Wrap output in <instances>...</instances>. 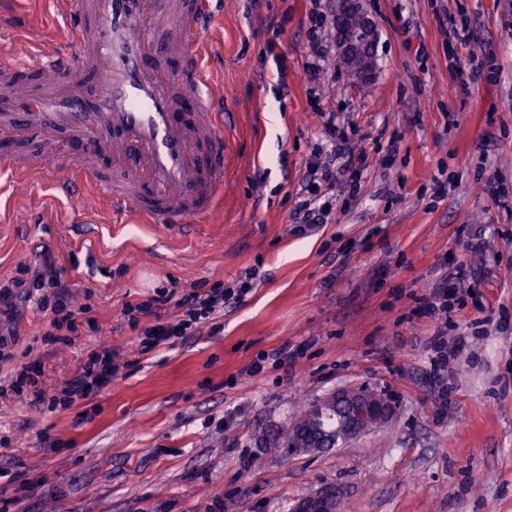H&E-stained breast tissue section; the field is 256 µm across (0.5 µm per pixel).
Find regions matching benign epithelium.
<instances>
[{
    "label": "benign epithelium",
    "instance_id": "1",
    "mask_svg": "<svg viewBox=\"0 0 512 512\" xmlns=\"http://www.w3.org/2000/svg\"><path fill=\"white\" fill-rule=\"evenodd\" d=\"M335 43L340 67L365 81L374 74L377 30L363 8L362 0H340L334 11ZM336 410L343 428L336 430V441H346L385 426L395 415L396 406L387 397L368 388L338 391L323 400ZM289 431L288 454L310 453L324 447L327 435L314 429L308 418L297 419ZM344 495L337 485L323 484L297 500L292 512H341Z\"/></svg>",
    "mask_w": 512,
    "mask_h": 512
}]
</instances>
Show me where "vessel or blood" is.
Segmentation results:
<instances>
[{
    "label": "vessel or blood",
    "mask_w": 512,
    "mask_h": 512,
    "mask_svg": "<svg viewBox=\"0 0 512 512\" xmlns=\"http://www.w3.org/2000/svg\"><path fill=\"white\" fill-rule=\"evenodd\" d=\"M62 23L75 48L50 46L34 68L0 64V169L79 199L95 171L62 179L54 160L14 149L38 137L77 142L106 158L113 217L183 229L214 215L228 150L224 98L202 63L210 0H67Z\"/></svg>",
    "instance_id": "obj_1"
}]
</instances>
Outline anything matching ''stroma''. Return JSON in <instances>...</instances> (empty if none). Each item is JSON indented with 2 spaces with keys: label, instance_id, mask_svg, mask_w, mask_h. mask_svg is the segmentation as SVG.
I'll return each mask as SVG.
<instances>
[{
  "label": "stroma",
  "instance_id": "35a3bbf8",
  "mask_svg": "<svg viewBox=\"0 0 512 512\" xmlns=\"http://www.w3.org/2000/svg\"><path fill=\"white\" fill-rule=\"evenodd\" d=\"M65 2L0 0L14 21L0 60L35 67L43 40L74 46L56 27ZM363 3L378 33L367 83L331 55L306 75L311 12L336 0H212L203 63L223 82L230 150L215 219L118 224L86 184L99 221L76 224L51 181L0 176V282L15 286L0 305V512H291L323 483L344 488V512H512V0ZM452 19L472 32L454 51ZM472 56L493 57L497 77L455 92L454 65ZM331 115L367 168L357 193L337 178L327 224L303 234L293 209ZM48 254L63 291L33 285ZM252 269L238 303L142 352L150 320L131 325L128 308L162 292L173 322L186 296ZM442 284L441 383L424 306ZM58 299L76 330L53 338L45 305ZM285 346L295 358L267 361ZM106 348L111 382L49 408ZM362 386L395 400L388 426L312 455L272 443L319 399Z\"/></svg>",
  "mask_w": 512,
  "mask_h": 512
}]
</instances>
